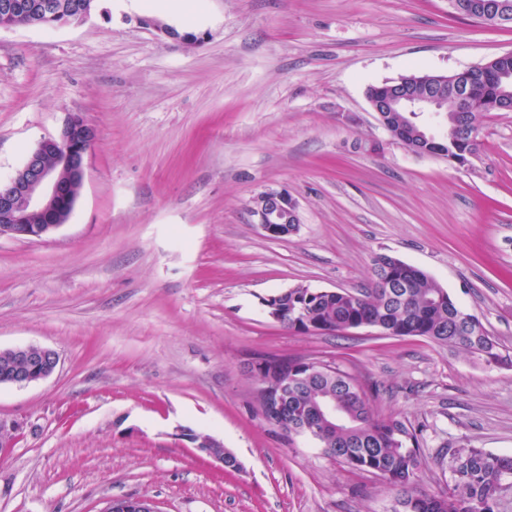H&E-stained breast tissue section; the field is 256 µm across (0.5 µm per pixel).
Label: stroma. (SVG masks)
<instances>
[{
  "label": "stroma",
  "instance_id": "1",
  "mask_svg": "<svg viewBox=\"0 0 512 512\" xmlns=\"http://www.w3.org/2000/svg\"><path fill=\"white\" fill-rule=\"evenodd\" d=\"M103 6L81 24L0 27V179L68 113L98 132L67 223L0 238V350L59 355L47 379L0 388V420L18 427L0 451V512H102L120 497L158 512H392L380 478L263 422L249 366L268 357L335 362L376 415L421 426V492L447 489L450 451L512 455V368L372 328L302 334L261 305L299 285L367 287L386 253L512 353V112L481 119L459 167L396 144L366 98L512 51V26L448 0ZM283 188L301 224L270 239L251 209ZM185 430L219 440L239 470ZM181 437L186 438L192 442L195 445V448H197L200 452L204 453L207 457L219 463L223 471L224 469L235 471L240 468V463L235 454L229 449L224 448V445L220 441L212 438L211 436L197 434L193 431L185 430L181 433ZM226 452H230L235 457L233 466H228L226 464ZM230 453H228V458H231Z\"/></svg>",
  "mask_w": 512,
  "mask_h": 512
}]
</instances>
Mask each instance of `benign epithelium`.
I'll return each mask as SVG.
<instances>
[{
	"instance_id": "1",
	"label": "benign epithelium",
	"mask_w": 512,
	"mask_h": 512,
	"mask_svg": "<svg viewBox=\"0 0 512 512\" xmlns=\"http://www.w3.org/2000/svg\"><path fill=\"white\" fill-rule=\"evenodd\" d=\"M0 14L9 17L25 15L30 25L38 26L47 19L57 25L82 23L90 15L87 0H77L72 15L60 17L55 12L52 0H0ZM140 23L150 26L173 39L195 40L193 34H181L169 26L144 17ZM488 67V64L468 67L432 81L436 88H452L457 110H467V87L472 76ZM376 120L384 129H389L393 116L401 113L407 116L403 132L412 139L410 152L419 156L438 154L450 163L465 165L469 157H457L448 151V144L426 135L413 123L422 112L439 111L437 96L425 92H415L401 80L390 81L382 91L367 98ZM96 139L95 129L77 112L68 113L58 133L39 142L25 158L20 174L0 185V237L33 239L55 230L65 224L76 205L77 198L70 193L73 182H83L86 159ZM256 224L272 239H280L296 233L300 216L296 199L286 189L269 190L262 193L251 209ZM38 216L41 221L28 224L26 219ZM7 355V361L0 365V386H27L50 376L59 363L56 351L37 345L19 346L8 349L1 355ZM342 415L336 400L327 399L319 403L317 413L305 437L322 434L341 421ZM181 437L189 440L200 452L220 464L225 470L235 471L239 462L233 466L226 464L224 445L208 436L192 431H183ZM102 512H158L155 504L144 498H113Z\"/></svg>"
}]
</instances>
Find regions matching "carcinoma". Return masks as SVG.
Segmentation results:
<instances>
[{"label": "carcinoma", "instance_id": "1", "mask_svg": "<svg viewBox=\"0 0 512 512\" xmlns=\"http://www.w3.org/2000/svg\"><path fill=\"white\" fill-rule=\"evenodd\" d=\"M500 86L490 72L471 81L468 112L448 110L442 137L448 147L463 156L477 153L479 142L471 138V119L483 116L486 104L498 97ZM370 286L349 296L299 285L282 298L280 323L295 328L297 315L318 328L342 332L353 320L368 321L392 337H422L462 350L488 367H511L512 354L505 353L491 336H474L459 321L478 316L460 304L423 270L410 264L396 266L389 254L373 259ZM305 358L288 359V423L286 430L302 431L314 414L315 405L334 397L342 407L343 423L336 431L319 437L323 451L359 472L379 475L398 491L394 512H494L504 482L512 479V456L482 448H461L451 455L452 474L448 491L437 496L418 493L414 479L424 465L422 430L407 420L381 419L372 411L366 392L351 373L331 364L326 369H308Z\"/></svg>", "mask_w": 512, "mask_h": 512}]
</instances>
